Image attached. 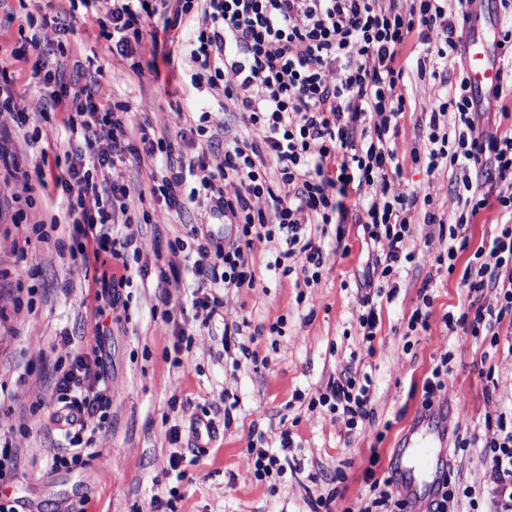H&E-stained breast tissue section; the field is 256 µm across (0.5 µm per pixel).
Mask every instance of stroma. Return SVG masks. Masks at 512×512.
<instances>
[{"mask_svg": "<svg viewBox=\"0 0 512 512\" xmlns=\"http://www.w3.org/2000/svg\"><path fill=\"white\" fill-rule=\"evenodd\" d=\"M63 0H0V55L21 44L19 25L26 12L48 23L64 24L67 54L57 65L65 80H97L104 95L139 104L148 100V119L158 133L175 136L206 99L178 75H134L113 61L98 38V27L83 13L62 14ZM17 103L28 121L16 127L0 120L11 147L28 167L42 156L63 155L68 132L55 116H44L42 102L52 88L34 73V62L8 66ZM447 83L413 81L398 141H418L430 101L445 96ZM38 135L30 144V135ZM403 184L429 183L433 210L452 219L456 180L452 173L427 175L404 162ZM29 197L22 184L0 177V430L10 433L17 454L11 482L0 497L18 498L19 512H153L154 500H174L175 512H316L329 499L332 512H349L367 491V473L387 476L396 465V443L413 416L422 412V386L443 354H450L451 378L435 399L449 407L448 434L492 438L485 419L512 408V354L506 343L489 337L448 332L444 312L491 302L494 291L474 297L462 284L471 251L488 245L506 221L498 207L484 209L467 229L468 250L459 252L453 269L422 262L405 265L392 280L391 297L376 299L380 326L366 343L357 316L362 293L356 284L368 269L363 231L346 227L337 241L327 226L319 242L325 265L318 284L305 286L297 274L282 275L274 266L278 242L256 243L252 253L255 288L222 291L219 315L191 306L187 270L169 274L156 287L157 258L168 242L186 234L205 211L198 199L183 214L146 198L148 222L119 225L131 241L127 255L133 281L120 301L96 296L93 278L102 262L72 260L46 243L29 238L19 218ZM435 296L426 331L409 332V317L422 284ZM285 318L281 334L270 325ZM188 323L189 338L177 342L176 327ZM244 323L251 335L248 352L237 340H225V324ZM101 338L106 384L112 398L110 417L91 444L98 456L73 469L51 468L48 460L66 443L52 424L54 364L83 352ZM370 374L372 414L363 430L348 432L338 414L308 409L304 395L325 388L340 375ZM39 411L30 406L37 400ZM216 422L220 435L209 456H198L191 421ZM292 432L283 476L264 481L253 474L249 444L274 448L279 429Z\"/></svg>", "mask_w": 512, "mask_h": 512, "instance_id": "1", "label": "stroma"}]
</instances>
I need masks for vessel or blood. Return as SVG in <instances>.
<instances>
[{
  "label": "vessel or blood",
  "instance_id": "obj_1",
  "mask_svg": "<svg viewBox=\"0 0 512 512\" xmlns=\"http://www.w3.org/2000/svg\"><path fill=\"white\" fill-rule=\"evenodd\" d=\"M467 62L473 94L482 109L491 110L490 91L498 82L499 68L496 54L482 34L473 36ZM191 426L197 453L208 454L217 435L215 423L199 418L192 421ZM447 443V432L435 412L419 415L404 436L398 455L406 463L402 483L410 512H426L428 498L435 494L443 479Z\"/></svg>",
  "mask_w": 512,
  "mask_h": 512
}]
</instances>
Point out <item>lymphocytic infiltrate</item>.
Wrapping results in <instances>:
<instances>
[{"label":"lymphocytic infiltrate","instance_id":"1","mask_svg":"<svg viewBox=\"0 0 512 512\" xmlns=\"http://www.w3.org/2000/svg\"><path fill=\"white\" fill-rule=\"evenodd\" d=\"M95 20L99 36L113 58L135 73L168 66L206 88L211 102L194 127L205 139L194 156L178 154L169 136L157 134L136 107L103 103L96 82L64 83L56 68L38 61L44 81L57 82L50 105L60 121L81 135L76 149L65 152L51 177L70 219L82 259L107 253L119 265L102 278L101 288L130 283L123 271L131 247L116 227L138 220L142 200L115 180L114 169L126 165L144 170L151 196L182 213L199 196L209 208L188 234L198 237L202 224L214 218L236 225L237 238L225 247H199L192 264L198 281L193 307L217 311L218 296L207 286L254 288L249 254L259 241L279 239L275 258L284 273L300 271L305 285L318 283L324 252L309 236L314 224H361L376 251L362 283L366 294L358 322L365 342H372L378 315L370 293L396 267L423 259L443 265L468 246L466 228L489 203L512 216V135L481 128L468 70L458 61L462 30L475 0H67ZM193 19L181 31L184 19ZM168 38L161 58H145L146 44ZM422 50L414 63L401 59L408 42ZM453 62L455 82L447 97L426 107L420 129L423 149H410L412 163L427 173L463 171L457 187L459 207L448 226V249L433 252L430 243L411 247L417 219L438 223L431 213L433 196L426 185L399 187L402 174L396 142L399 120L407 110L411 80L435 79L440 63ZM234 99L241 128L224 148L218 168L210 166V149L226 129L222 99ZM15 164L14 175L29 179ZM199 176L196 186L189 177ZM498 185L497 195L486 184ZM462 284L469 292L496 290L495 303L474 312L444 313L447 330L472 335L494 332L512 317V227L503 228L489 245L478 247ZM371 377L330 380L309 399V408L341 411L348 430L369 418ZM54 416L63 425L68 455L52 459L53 467L83 462L88 451L87 418L105 419L110 398L104 374L85 356L56 365ZM491 439L461 435L455 453L480 448L488 466L487 512H512V412L486 422Z\"/></svg>","mask_w":512,"mask_h":512}]
</instances>
